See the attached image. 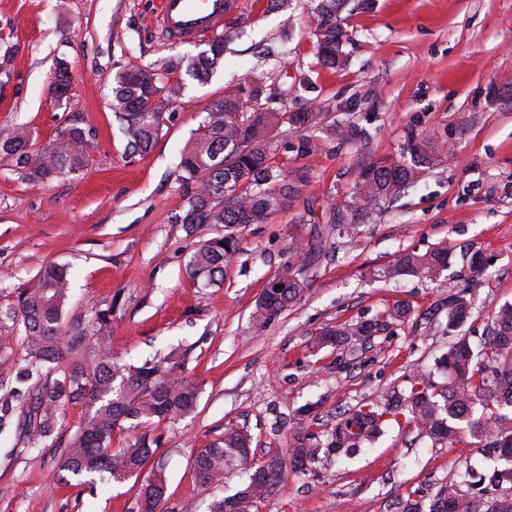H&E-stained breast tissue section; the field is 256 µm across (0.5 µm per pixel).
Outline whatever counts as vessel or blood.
Segmentation results:
<instances>
[{
    "instance_id": "1",
    "label": "vessel or blood",
    "mask_w": 512,
    "mask_h": 512,
    "mask_svg": "<svg viewBox=\"0 0 512 512\" xmlns=\"http://www.w3.org/2000/svg\"><path fill=\"white\" fill-rule=\"evenodd\" d=\"M240 0H158L155 24L173 44L223 30L239 15Z\"/></svg>"
}]
</instances>
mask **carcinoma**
I'll return each instance as SVG.
<instances>
[{
	"mask_svg": "<svg viewBox=\"0 0 512 512\" xmlns=\"http://www.w3.org/2000/svg\"><path fill=\"white\" fill-rule=\"evenodd\" d=\"M316 19L314 36L319 63L344 66L343 50L349 41L351 13L370 10L375 0H311ZM228 37L208 43V49L189 60L169 62L166 71L186 68L200 77L224 58ZM269 72L256 68L246 93H224L215 103L180 156L182 178L198 184L181 216L184 224H222L226 227L265 224L288 209L299 196L305 175L273 162L275 130L288 125L297 130L320 128L328 138L356 141V126L325 121L321 112L305 109L283 112L260 104ZM181 82H172L150 66H130L115 75L110 109L122 122L128 156L150 149L162 131L163 114L181 94ZM90 132L76 123L61 129L48 146L33 151L22 135L0 138V154L15 161L30 181H47L74 174L88 164ZM447 153L437 139L413 145L409 163L374 161L366 165L349 192V198L325 216L339 235L352 236L369 223L372 208L399 196L416 183L421 173ZM233 235L203 241L189 260V272L206 285H218L236 253ZM288 262L261 296L255 318L266 320L296 301L307 286V271L319 253L315 241L297 240ZM445 250L407 252L380 276L395 279L421 275L438 280L448 269ZM66 268L44 266L19 293L17 306L7 318L23 326L26 366L21 375L27 391L15 388L0 399V433L11 426L38 440L55 437L68 406L79 403L85 411L78 428L68 437L56 458L61 480L72 477L81 484L141 479L139 512H162L167 477L160 468L145 471L154 454V441L143 435L124 447L112 449L115 432L125 423L160 424L194 411L199 387L180 373L184 358L171 350L141 365L121 363L112 353L108 314L98 312L86 322L67 319ZM474 296L448 284V327L461 326L472 309ZM366 332L346 325L321 334L323 345H353ZM445 382L437 384L430 373L413 375L419 390L395 409L407 412L406 423L432 444H444L468 429L474 446L490 451L495 466L484 472H466L467 489L456 483L440 489L431 512H512V302L496 306L482 348L467 336H456L441 361ZM32 401L16 410L13 401L26 395ZM387 411L363 405L336 423V444L321 448L300 426L284 456L276 450L254 462L251 436L239 427H227L215 444L200 449L193 460L196 482L204 487L224 485V479L243 467L245 479L237 490L207 505V512H252L283 483L288 468L305 466L331 451L352 454L361 440L380 434Z\"/></svg>",
	"mask_w": 512,
	"mask_h": 512,
	"instance_id": "obj_1",
	"label": "carcinoma"
}]
</instances>
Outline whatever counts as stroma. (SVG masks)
Here are the masks:
<instances>
[{
    "label": "stroma",
    "instance_id": "1",
    "mask_svg": "<svg viewBox=\"0 0 512 512\" xmlns=\"http://www.w3.org/2000/svg\"><path fill=\"white\" fill-rule=\"evenodd\" d=\"M156 0H0V137L25 134L45 146L72 120L91 129L80 172L28 181L0 156V393L17 387L25 365L18 321L6 319L23 286L49 263L70 272L68 312L110 315L119 360L140 363L170 347L186 351L184 373L201 388L195 411L175 422L114 435L113 447L146 433L156 438L151 466L167 477L169 512H205L235 492L240 478L202 487L195 452L225 426L247 430L256 455L287 447L296 423L321 444L339 418L392 392L410 393L414 373H436L452 340L447 289L421 276L375 277L404 252H452L447 278L475 293L461 335L480 341L499 303L512 302V0H376L348 20L347 67L318 64L309 0H241V17L224 64L207 81L187 79L163 116L162 132L130 157L109 107L113 78L130 64L162 67L206 47L164 42ZM286 42L281 60L266 43ZM69 87L55 96L61 64ZM273 73L270 107H307L328 121L366 129L364 142H325L316 129L282 127L276 160L306 172L307 183L269 223L234 228L237 251L220 286L201 287L187 269L220 224H182L194 184L181 178L182 147L224 94L246 87L254 67ZM436 138L447 154L417 186L377 205L370 224L350 238L323 224L340 206L360 168L377 158L409 160L411 145ZM310 140L309 152L297 151ZM298 239L321 252L299 301L256 321L258 300L287 264ZM480 253L471 271L462 250ZM398 303L409 318H388ZM372 324L350 347H318L324 329ZM54 448L14 432L0 435V512H136V482L96 489L58 481ZM482 455L469 433L432 445L387 421L381 437L354 456L323 455L289 470L260 512H399L405 502L429 512L441 486Z\"/></svg>",
    "mask_w": 512,
    "mask_h": 512
}]
</instances>
